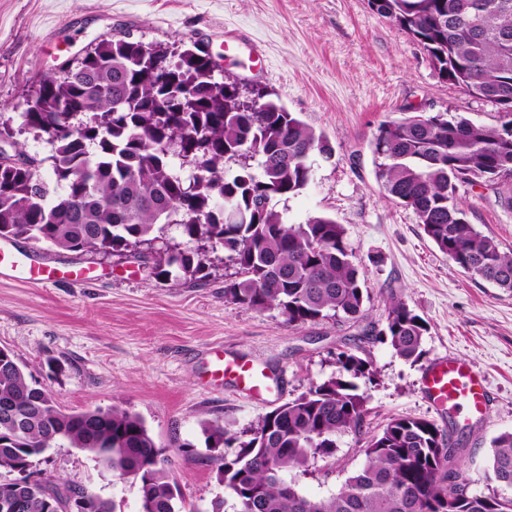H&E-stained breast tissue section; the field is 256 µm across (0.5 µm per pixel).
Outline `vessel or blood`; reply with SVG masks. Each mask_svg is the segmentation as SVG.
Masks as SVG:
<instances>
[{
  "instance_id": "1",
  "label": "vessel or blood",
  "mask_w": 512,
  "mask_h": 512,
  "mask_svg": "<svg viewBox=\"0 0 512 512\" xmlns=\"http://www.w3.org/2000/svg\"><path fill=\"white\" fill-rule=\"evenodd\" d=\"M83 270L57 267L39 263L27 254L0 246V279L18 283L47 286L62 280L80 282ZM215 379H234L241 392L255 397L266 387L265 376L253 367L226 358L222 351H215L211 363ZM426 395L432 406L445 414H455L466 409L473 418H482L487 407L485 375L470 360L448 357L435 362L425 379Z\"/></svg>"
}]
</instances>
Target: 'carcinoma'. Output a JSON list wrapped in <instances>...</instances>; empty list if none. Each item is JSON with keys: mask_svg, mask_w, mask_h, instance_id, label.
Masks as SVG:
<instances>
[{"mask_svg": "<svg viewBox=\"0 0 512 512\" xmlns=\"http://www.w3.org/2000/svg\"><path fill=\"white\" fill-rule=\"evenodd\" d=\"M377 13L412 36L438 76L489 102L499 127L466 117L419 113L387 120L373 139L384 195L413 209L418 223L461 271L512 292V251L476 230L458 203L459 187L498 186L512 208V0H386ZM150 47L105 37L76 63L40 81L19 130L52 146L54 183L37 160L0 158V238L71 252L119 253L152 263L153 274L184 284L208 277L222 248L236 268L225 301L262 312L277 308L290 325L329 316L357 321L370 295L351 261L345 229L326 215L286 224L271 202L302 192L309 158L330 154L326 135L259 90L241 99L227 76L210 89L207 53L162 51L167 80L145 63ZM190 163L184 178L170 156ZM232 161L237 168L224 170ZM177 224L198 242L193 253L162 245L157 225ZM385 336L395 354L415 362L428 323L401 299H387ZM336 375L315 384L243 430L246 441L206 421L218 447L239 442L218 466L224 500L212 512H512V432L492 440L487 492L457 495L448 478L461 472L455 449L428 419L398 417L367 437L365 463L338 492L308 497L297 474L336 452L338 435L362 431L366 396L356 380L370 362L344 348ZM0 471L34 468L61 441L139 482L138 512L186 508L171 479L172 459L144 420L114 405L78 413L59 409L31 385L15 355L0 350ZM68 484L37 479L19 486L26 512H63Z\"/></svg>", "mask_w": 512, "mask_h": 512, "instance_id": "obj_1", "label": "carcinoma"}]
</instances>
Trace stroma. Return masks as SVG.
I'll list each match as a JSON object with an SVG mask.
<instances>
[{"mask_svg":"<svg viewBox=\"0 0 512 512\" xmlns=\"http://www.w3.org/2000/svg\"><path fill=\"white\" fill-rule=\"evenodd\" d=\"M242 35L237 55L224 37ZM174 48L197 44L233 76L242 94H277L288 111L324 132L331 156L313 155V177L296 196L275 199L285 223L328 215L342 224L352 261L371 299L354 322L325 318L288 324L278 309L257 312L226 303L230 268L216 253L200 285L157 278L150 267L118 255L36 251L41 262L82 267L81 284L36 287L0 283V347L10 349L29 380L67 412L119 406L142 417L175 459L173 477L189 504L223 498L206 421L236 434L337 370L336 350L357 348L371 363L358 385L367 398L362 431L337 440L333 456L299 477L310 497L337 491L366 459L365 438L394 417L434 421L455 448L475 492L486 489L490 441L512 432V293L457 269L418 223L412 209L384 196L376 179L373 136L380 123L411 112L457 113L497 127V107L439 78L422 46L369 0H0V114L17 117L37 81L81 58L99 39ZM261 60L249 59V44ZM458 200L482 234L512 250V209L494 188H460ZM401 298L429 332L418 361L398 357L382 336L387 297ZM268 376L262 399L248 400L233 380L209 373L210 347ZM472 361L487 377L481 420L434 410L423 390L427 366L442 357ZM40 477L111 498L136 512L139 484L76 448H52Z\"/></svg>","mask_w":512,"mask_h":512,"instance_id":"35a3bbf8","label":"stroma"}]
</instances>
